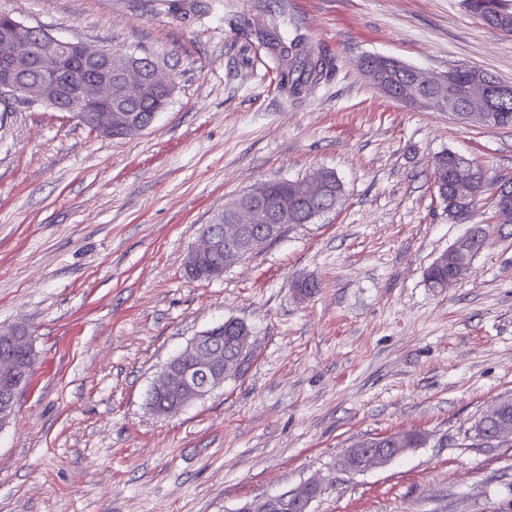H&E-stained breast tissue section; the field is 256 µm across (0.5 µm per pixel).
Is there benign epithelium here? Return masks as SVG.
<instances>
[{
  "mask_svg": "<svg viewBox=\"0 0 512 512\" xmlns=\"http://www.w3.org/2000/svg\"><path fill=\"white\" fill-rule=\"evenodd\" d=\"M3 16L10 24L0 29V102H27L44 105L72 114L79 122L90 125L94 131L110 136L125 137L147 129L152 120L134 112L139 100L151 89L164 93L169 100L174 78L161 72L155 62L146 63L138 57L101 49L84 42L63 40L44 30L26 25L11 14ZM25 70L38 72L35 83H23L18 74ZM451 73L434 77L414 71V83L432 87L430 97L397 92L393 99L413 108L434 111L448 102V83ZM473 118L488 122L483 112L482 98L472 97L464 109L462 120ZM229 223L205 224L199 240L188 253L186 265L191 268L205 259L224 256V266L239 261L244 248H257L276 237L288 218L296 216L295 206L271 207L262 198V187L251 189L250 199L225 208ZM512 221V195L509 187L498 199L495 222ZM486 233L469 234L454 250L468 254L483 247ZM211 330L195 337L186 349L171 358L160 369L153 385L148 405L158 415L176 412L189 403L201 399L224 384L228 373L241 362V356L224 353L213 344ZM32 346V336L25 334L11 341L10 352L0 357V369L13 375L20 373L18 360ZM505 401H499L484 419L495 423L492 439L512 436V424L501 418ZM16 395L9 387L0 389V425L15 416ZM406 452L404 448H349L339 458V467L348 473H358L374 466L386 465ZM317 486L309 482L298 490H287L259 503L249 502L242 512H296L310 507L313 498L306 491Z\"/></svg>",
  "mask_w": 512,
  "mask_h": 512,
  "instance_id": "obj_1",
  "label": "benign epithelium"
}]
</instances>
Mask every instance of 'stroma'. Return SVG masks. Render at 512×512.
Here are the masks:
<instances>
[{"instance_id": "1", "label": "stroma", "mask_w": 512, "mask_h": 512, "mask_svg": "<svg viewBox=\"0 0 512 512\" xmlns=\"http://www.w3.org/2000/svg\"><path fill=\"white\" fill-rule=\"evenodd\" d=\"M460 2L0 0L175 77L153 124L124 138L0 104V330L27 328L36 354L0 427V512H237L312 480L310 512H512V441L473 429L512 397V224L493 223L489 191L448 213L432 179L448 150L512 175V127L410 108L357 66L378 54L512 84V37ZM272 18L335 65L297 99L256 37ZM322 168L344 187L335 210L221 279L185 278L224 204ZM478 225L470 275L431 287L427 269ZM227 319L251 331L244 369L155 415L161 366ZM409 431L422 447L337 471L356 441Z\"/></svg>"}]
</instances>
